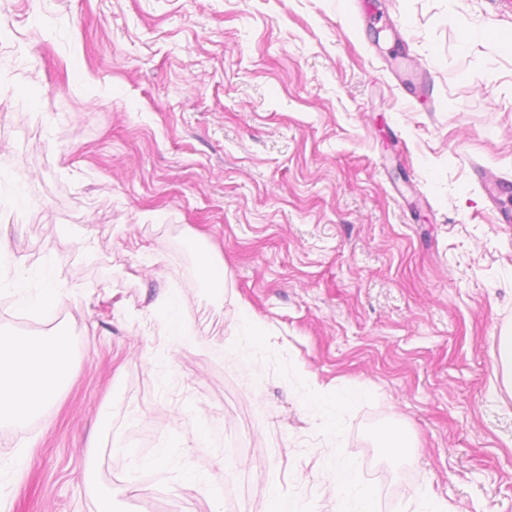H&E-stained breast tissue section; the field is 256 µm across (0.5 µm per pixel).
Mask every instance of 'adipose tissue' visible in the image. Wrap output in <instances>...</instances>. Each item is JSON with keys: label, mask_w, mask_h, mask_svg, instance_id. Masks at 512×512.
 <instances>
[{"label": "adipose tissue", "mask_w": 512, "mask_h": 512, "mask_svg": "<svg viewBox=\"0 0 512 512\" xmlns=\"http://www.w3.org/2000/svg\"><path fill=\"white\" fill-rule=\"evenodd\" d=\"M70 363L64 342L0 332V426L22 427L57 397Z\"/></svg>", "instance_id": "1"}]
</instances>
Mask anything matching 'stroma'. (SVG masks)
Wrapping results in <instances>:
<instances>
[{"instance_id": "stroma-1", "label": "stroma", "mask_w": 512, "mask_h": 512, "mask_svg": "<svg viewBox=\"0 0 512 512\" xmlns=\"http://www.w3.org/2000/svg\"><path fill=\"white\" fill-rule=\"evenodd\" d=\"M482 175L512 181V0H0V238L33 294L69 257L51 310L0 288V330L71 353L0 428L7 512H272L276 484L336 512L339 459L374 512H512V224ZM144 429L151 500L116 479ZM496 379L500 374L503 387L512 394V327L501 329L497 348Z\"/></svg>"}]
</instances>
